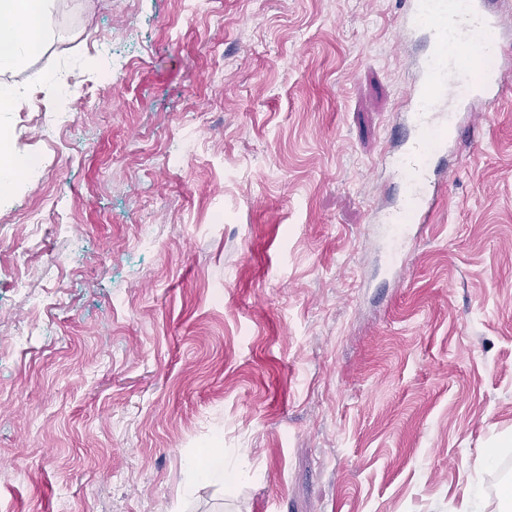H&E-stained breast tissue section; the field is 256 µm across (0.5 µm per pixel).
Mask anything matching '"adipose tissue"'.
Returning a JSON list of instances; mask_svg holds the SVG:
<instances>
[{"instance_id": "1", "label": "adipose tissue", "mask_w": 512, "mask_h": 512, "mask_svg": "<svg viewBox=\"0 0 512 512\" xmlns=\"http://www.w3.org/2000/svg\"><path fill=\"white\" fill-rule=\"evenodd\" d=\"M53 0H0V73L22 66L50 33L41 20Z\"/></svg>"}]
</instances>
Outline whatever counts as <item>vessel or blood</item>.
Returning <instances> with one entry per match:
<instances>
[{"label":"vessel or blood","mask_w":512,"mask_h":512,"mask_svg":"<svg viewBox=\"0 0 512 512\" xmlns=\"http://www.w3.org/2000/svg\"><path fill=\"white\" fill-rule=\"evenodd\" d=\"M498 0H408L396 31L399 40L424 33L427 48L419 61L421 80L404 95L411 132L404 149L389 164L403 185L405 204L387 215L397 226L405 212L430 224L442 193L432 170L436 146L456 140L475 101L494 111L503 94L501 75L512 68Z\"/></svg>","instance_id":"b4317fda"}]
</instances>
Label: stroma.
I'll list each match as a JSON object with an SVG mask.
<instances>
[{
  "label": "stroma",
  "mask_w": 512,
  "mask_h": 512,
  "mask_svg": "<svg viewBox=\"0 0 512 512\" xmlns=\"http://www.w3.org/2000/svg\"><path fill=\"white\" fill-rule=\"evenodd\" d=\"M405 8L55 0L0 75L41 170L0 192V512H500L512 93L392 254ZM46 72L89 99L52 144ZM47 198L63 228L27 222ZM218 445L234 476L202 482Z\"/></svg>",
  "instance_id": "35a3bbf8"
}]
</instances>
